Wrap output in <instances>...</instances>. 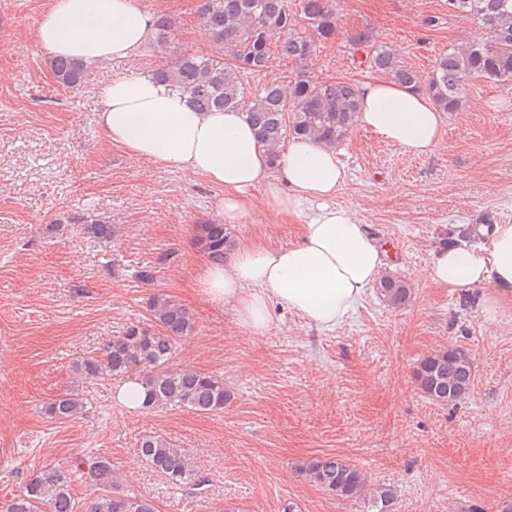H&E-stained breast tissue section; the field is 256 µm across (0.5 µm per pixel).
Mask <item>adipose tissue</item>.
Returning a JSON list of instances; mask_svg holds the SVG:
<instances>
[{
    "mask_svg": "<svg viewBox=\"0 0 512 512\" xmlns=\"http://www.w3.org/2000/svg\"><path fill=\"white\" fill-rule=\"evenodd\" d=\"M152 28L151 15L137 0H49L36 39L49 57L93 64L137 55ZM356 91L361 125L383 140L413 156L440 142L443 114L424 91L383 79L364 82ZM101 102L98 122L113 144L221 187L228 221L245 214L247 194L256 188L273 213L305 217L298 241L247 244L224 265L199 269L203 293L232 302L241 327L256 335L269 332L274 299L327 329L355 310L379 275L383 252L351 209L333 203L345 177L336 148L295 139L269 164L242 112L196 111L186 96L148 71L114 77ZM426 275L452 291L493 285L482 312L496 321L512 306V224L495 225L482 249L442 246Z\"/></svg>",
    "mask_w": 512,
    "mask_h": 512,
    "instance_id": "obj_1",
    "label": "adipose tissue"
}]
</instances>
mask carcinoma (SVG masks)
I'll list each match as a JSON object with an SVG mask.
<instances>
[{
	"label": "carcinoma",
	"mask_w": 512,
	"mask_h": 512,
	"mask_svg": "<svg viewBox=\"0 0 512 512\" xmlns=\"http://www.w3.org/2000/svg\"><path fill=\"white\" fill-rule=\"evenodd\" d=\"M448 9L482 32L477 40L448 47L435 58L432 71L422 78L404 64L389 46L379 44L371 32L348 35L361 64L391 81L424 89L442 112L458 111L467 82L512 81V0H448ZM203 25L217 54L203 57L182 54L154 71L155 78L187 96L200 112L243 110L269 163L274 165L289 137L334 147L343 142L357 122L360 103L355 85L323 83L312 76L316 39L336 33L335 0H203ZM174 23L167 16L154 22L156 43H168ZM299 68L288 88L276 83L250 86L249 78L268 67L272 41ZM58 82L69 88L81 85L84 65L68 58L52 61ZM97 240H110L118 228L110 218L88 214L75 218ZM193 245L218 264L235 250L236 240L222 224H198ZM380 297L391 307L405 305L410 283L385 276L377 284ZM146 323L132 324L112 337L97 352L72 362L78 382L91 383L123 377L138 369L147 392L146 410L186 408L196 413H221L232 400L224 379L188 368H172L181 341L191 336L195 321L189 310L171 296L155 292L148 301ZM417 389L430 401L446 405L466 399L474 386L473 362L463 348H446L424 357L414 372ZM88 401L77 388L48 400L43 414L52 420H69L87 413ZM141 460L160 472L176 489L199 488V476L188 450L158 433L138 440ZM301 474L324 494L337 498H370L375 512H394L396 490L370 485L368 476L347 460L330 456L304 462ZM94 490L84 512H156L153 503L121 486L112 461L94 456L71 465L60 460L45 465L19 493L0 502V512H79L71 486L74 476Z\"/></svg>",
	"instance_id": "cac0c4a2"
}]
</instances>
